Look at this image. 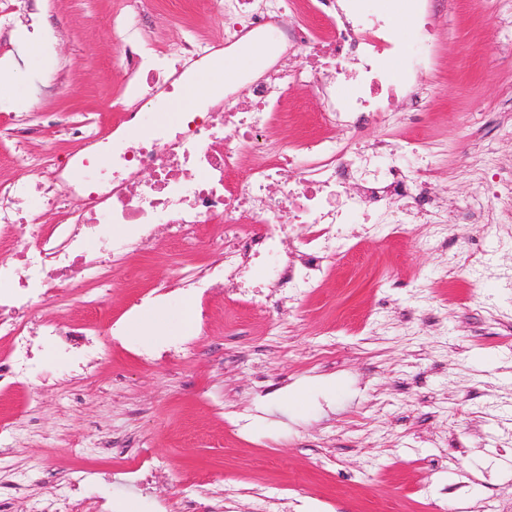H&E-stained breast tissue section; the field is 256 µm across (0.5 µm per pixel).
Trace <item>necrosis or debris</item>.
Here are the masks:
<instances>
[{"label": "necrosis or debris", "mask_w": 512, "mask_h": 512, "mask_svg": "<svg viewBox=\"0 0 512 512\" xmlns=\"http://www.w3.org/2000/svg\"><path fill=\"white\" fill-rule=\"evenodd\" d=\"M120 2L112 32L129 109L118 114L107 136L82 115L60 125V135L81 143L82 153L62 166L46 149L38 160L45 173L39 185L0 179V245L8 252L0 259V341L8 345L0 387L42 378L50 363L92 379L103 362L96 339L120 335V328L64 325L38 312L62 288L83 307L103 308L110 271L130 252L150 248L157 225H166L170 240L186 249L209 234L223 255L219 265L178 267L159 276L157 296L176 289L201 304L221 293L259 309L269 289L314 287L336 256L349 250L347 224L361 221L370 232L384 225L392 235L404 234L412 217L437 228L447 224L425 183L404 167L405 161H422L419 142L357 138L364 127L386 121L392 99L412 94L430 59L433 0H407L417 22L410 50L378 0H315L325 27L292 29L283 18L296 0H195L197 9L215 12L223 22L225 49L263 42L272 57L222 94L201 99L197 111L150 130L136 127L142 102L178 99L216 47L194 36L155 47L144 24L150 0ZM291 53L298 66L279 67L278 57ZM403 55L408 67L391 73L388 60ZM340 56L358 65L357 87L348 95L334 75ZM298 85L321 93V135L270 137L283 99ZM339 127L348 133L341 142L334 136ZM102 151L111 161L100 168ZM355 181L363 183L362 193L349 192ZM272 185L277 194H269ZM395 196L409 199L411 217L393 209ZM52 211L61 219L44 224ZM116 224L124 227L119 239L110 232ZM298 224L309 225L310 232L292 251L285 242Z\"/></svg>", "instance_id": "obj_1"}]
</instances>
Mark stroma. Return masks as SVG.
Segmentation results:
<instances>
[{"label": "stroma", "mask_w": 512, "mask_h": 512, "mask_svg": "<svg viewBox=\"0 0 512 512\" xmlns=\"http://www.w3.org/2000/svg\"><path fill=\"white\" fill-rule=\"evenodd\" d=\"M109 0H33L0 31L11 62L0 88L10 112H110L126 78L105 17ZM433 65L419 81L430 101L417 125L399 117L362 140L419 138L422 177L442 210L461 213L496 172L512 173V0H443ZM45 30L26 53L31 25ZM150 39H221L216 15L191 0H153ZM315 88L289 90L288 122L274 136L319 135ZM352 249L319 284L272 294L256 310L215 296L210 329L137 337V316L178 313L179 293L131 310L161 272L217 263L209 237L181 250L159 236L110 278L98 321L124 333L91 382L48 367L37 385L0 392V426L20 431L0 460V503L36 512L59 498L65 477H91L89 512H498L512 486V202L493 201L480 221L446 236L418 224L402 237L345 229ZM189 340L180 359L147 365L138 350ZM126 445L118 456L103 443ZM159 470L139 486L143 457Z\"/></svg>", "instance_id": "obj_1"}]
</instances>
